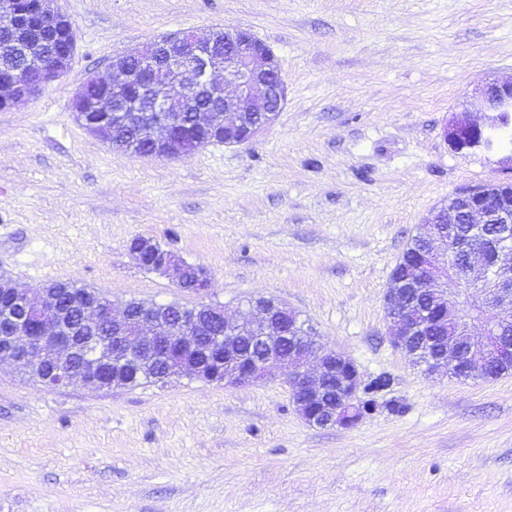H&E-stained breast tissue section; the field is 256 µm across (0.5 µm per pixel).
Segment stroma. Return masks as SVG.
Instances as JSON below:
<instances>
[{
	"instance_id": "stroma-1",
	"label": "stroma",
	"mask_w": 512,
	"mask_h": 512,
	"mask_svg": "<svg viewBox=\"0 0 512 512\" xmlns=\"http://www.w3.org/2000/svg\"><path fill=\"white\" fill-rule=\"evenodd\" d=\"M75 61L0 111V275L138 299L284 301L365 379L356 426L314 428L279 372L223 387L53 390L0 364V512H512V372L430 376L387 335L384 294L417 225L464 189L512 177L500 150L443 130L512 78V0H57ZM248 30L286 98L241 146L176 159L117 151L72 100L88 74L162 35ZM145 237L205 267L203 295L142 269Z\"/></svg>"
}]
</instances>
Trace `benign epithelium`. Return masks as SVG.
Here are the masks:
<instances>
[{"instance_id":"7a95c632","label":"benign epithelium","mask_w":512,"mask_h":512,"mask_svg":"<svg viewBox=\"0 0 512 512\" xmlns=\"http://www.w3.org/2000/svg\"><path fill=\"white\" fill-rule=\"evenodd\" d=\"M56 0H0V45L21 63L17 71L0 72V111L28 102L59 81L71 68L76 48L72 23ZM119 80L90 74L84 84L96 93H80L72 103L82 125L105 140L115 126H139L150 143L146 157L177 158L222 141L250 142L266 126L267 116L281 112L285 86L273 52L250 32L215 27L198 35L179 31L163 35L112 59ZM486 118L482 123L458 118L445 129V140L456 152L495 149L486 135L512 112V79L492 82L481 90ZM512 193V179L464 190L448 207L434 211L415 237L419 271L388 284L384 295L391 322L392 344L428 374L478 378L512 365V340L494 336L483 325L471 333L467 317L448 283V266L460 281L479 287V304L490 312L512 306V263L492 264L483 248L463 249L461 260L450 242L455 224H511L512 209H492L487 203L499 193ZM142 266L157 256L154 268L176 279L178 288L202 294L210 274L168 250L156 255L148 239L130 243ZM59 289L44 286L31 291L19 281L0 276V301L18 308L14 319L24 326L5 337L0 362L49 370L55 386L76 381L97 390L123 387L120 373L111 371L105 354L71 368L74 349L64 326ZM81 319L112 332V348H136V362H162L165 377L192 374L209 383L244 386L265 378L276 364L287 378L293 405L301 418L317 428L354 426L367 384L356 363L345 353L321 345L315 337H291L289 350L280 346L286 327L298 317L275 300L249 303V315L232 322L224 309L202 304L177 310L176 321L162 324L151 315L114 312L112 302L85 296ZM224 322V335L215 338L210 354L197 356L205 332Z\"/></svg>"}]
</instances>
